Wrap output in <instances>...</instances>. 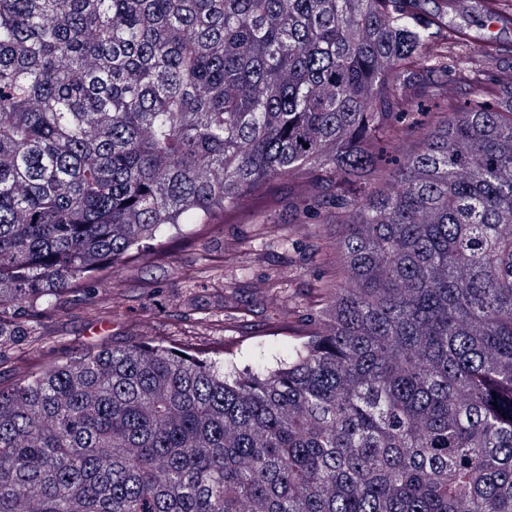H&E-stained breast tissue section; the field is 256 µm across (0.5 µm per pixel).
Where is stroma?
I'll return each instance as SVG.
<instances>
[{
	"instance_id": "obj_1",
	"label": "stroma",
	"mask_w": 512,
	"mask_h": 512,
	"mask_svg": "<svg viewBox=\"0 0 512 512\" xmlns=\"http://www.w3.org/2000/svg\"><path fill=\"white\" fill-rule=\"evenodd\" d=\"M303 180L298 173L276 181L253 220L227 215L182 225L116 271L80 283L39 320L14 311L26 334L0 353V387L99 344L150 340L241 364L266 347L287 359L308 314L327 304L324 287L339 267L335 219L300 221Z\"/></svg>"
}]
</instances>
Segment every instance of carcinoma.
Wrapping results in <instances>:
<instances>
[{"label": "carcinoma", "mask_w": 512, "mask_h": 512, "mask_svg": "<svg viewBox=\"0 0 512 512\" xmlns=\"http://www.w3.org/2000/svg\"><path fill=\"white\" fill-rule=\"evenodd\" d=\"M426 2L0 0V348L280 177L343 219L286 364L139 341L0 388V512H512V75Z\"/></svg>", "instance_id": "obj_1"}]
</instances>
